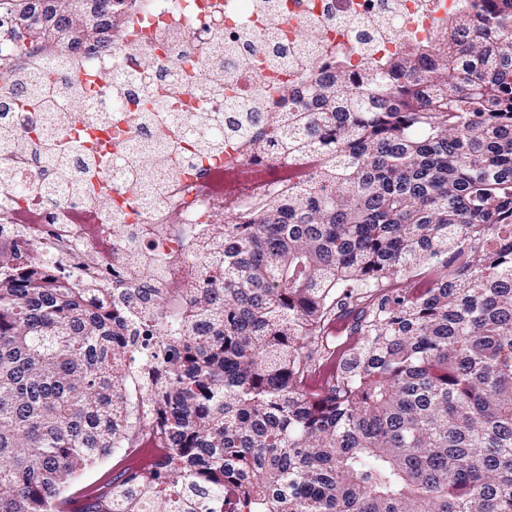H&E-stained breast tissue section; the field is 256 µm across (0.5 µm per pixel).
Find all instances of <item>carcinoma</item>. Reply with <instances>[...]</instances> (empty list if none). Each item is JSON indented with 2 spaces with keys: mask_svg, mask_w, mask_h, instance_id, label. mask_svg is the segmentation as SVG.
<instances>
[{
  "mask_svg": "<svg viewBox=\"0 0 512 512\" xmlns=\"http://www.w3.org/2000/svg\"><path fill=\"white\" fill-rule=\"evenodd\" d=\"M95 2L70 20L0 0V34L33 28L0 61L120 45L114 0ZM20 84L54 105L45 76L0 66V99ZM208 137L310 173L224 203L171 326L162 288L132 289L141 312L0 251V512H69L65 484L134 434V378L170 456L88 512H155L185 485L218 499L228 479L238 512H512V0H459L361 69L338 52L265 127L239 112ZM354 307L356 342L308 385ZM145 320L156 351L134 370Z\"/></svg>",
  "mask_w": 512,
  "mask_h": 512,
  "instance_id": "carcinoma-1",
  "label": "carcinoma"
}]
</instances>
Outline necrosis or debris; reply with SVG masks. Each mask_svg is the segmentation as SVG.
I'll use <instances>...</instances> for the list:
<instances>
[{"label": "necrosis or debris", "instance_id": "obj_1", "mask_svg": "<svg viewBox=\"0 0 512 512\" xmlns=\"http://www.w3.org/2000/svg\"><path fill=\"white\" fill-rule=\"evenodd\" d=\"M458 0H141L128 9L119 49L102 42L69 50L70 65L48 51L25 69L89 88L64 111L33 112L19 106L1 120L20 135L41 132L82 141L95 156L109 157L90 187L59 185L50 160L39 150L7 148L12 186L0 189V245L36 251L58 276L86 288H164L184 291L200 277L202 258L192 246L224 207L241 178L256 192L303 176L305 167L276 162L248 166L244 148L231 154L197 150L182 129L203 124L209 112H251L264 123L286 111L284 87L325 72L335 51L352 64L393 53L407 36H422L433 16L453 12ZM150 70L153 85L132 80ZM224 82L220 98L205 96L212 76ZM181 87L177 111L163 135L130 113L154 95ZM159 141L171 164L167 189L151 211L136 204L143 184L128 181L113 165L135 143ZM130 251L154 260L134 275L117 269L112 253ZM166 440L145 427L126 444L136 469H155L166 459Z\"/></svg>", "mask_w": 512, "mask_h": 512}]
</instances>
